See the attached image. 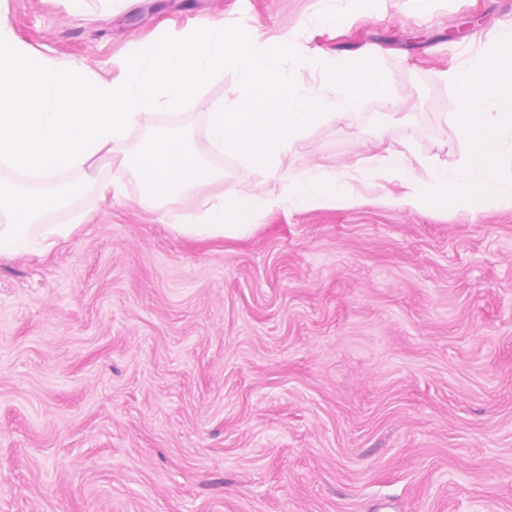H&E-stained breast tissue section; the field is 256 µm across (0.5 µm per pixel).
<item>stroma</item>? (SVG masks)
I'll return each instance as SVG.
<instances>
[{
  "label": "stroma",
  "mask_w": 512,
  "mask_h": 512,
  "mask_svg": "<svg viewBox=\"0 0 512 512\" xmlns=\"http://www.w3.org/2000/svg\"><path fill=\"white\" fill-rule=\"evenodd\" d=\"M340 26L316 25L323 11ZM40 57L115 76L164 34L221 22L311 57L295 74L374 59L390 92L309 128L289 169L343 172L376 143L453 169L468 150L443 74L499 43L512 0H0ZM464 27L460 37L450 29ZM217 76L149 129H190L240 98ZM225 191L282 195L223 160ZM45 216L89 214L44 258L0 259V512H512V208L278 209L249 235L174 232L119 159Z\"/></svg>",
  "instance_id": "35a3bbf8"
}]
</instances>
